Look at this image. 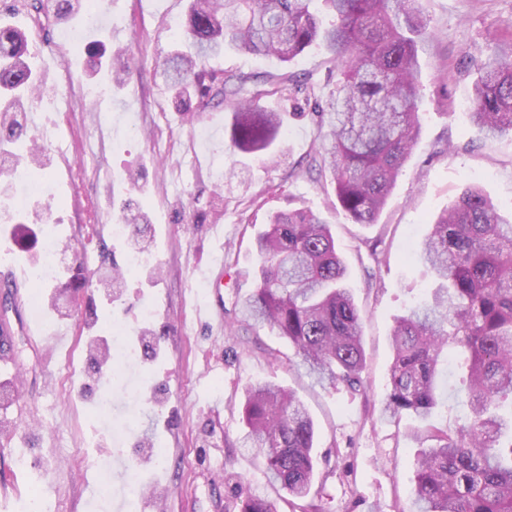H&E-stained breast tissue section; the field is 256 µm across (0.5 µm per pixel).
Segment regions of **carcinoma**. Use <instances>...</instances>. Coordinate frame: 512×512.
Masks as SVG:
<instances>
[{"mask_svg":"<svg viewBox=\"0 0 512 512\" xmlns=\"http://www.w3.org/2000/svg\"><path fill=\"white\" fill-rule=\"evenodd\" d=\"M36 2L61 24L88 7L86 0ZM184 27L189 49L171 52L159 76L179 105L231 106V142L243 153L274 149L282 122L269 101L308 100L311 90L290 72L218 73L209 60L244 50L289 64L313 46L324 49L336 86L314 108L322 143L312 147L308 172L333 188L345 218L378 223L421 132L418 43L431 30L420 0H191ZM130 54L112 57L117 83ZM29 55V35L0 26V146L27 134L17 113L40 88ZM473 62L469 122L488 136L512 135V36ZM254 250L258 280L242 302L243 321L287 340L319 385L364 390L362 311L330 223L311 209L276 212ZM416 254L436 286L395 318L383 409L391 419H418L425 429L412 438L430 442L416 458L411 512H512V218L467 186L430 224ZM445 355L448 375L464 372L462 386L448 388L464 408L452 430L427 421ZM242 418L244 447L257 449L290 512H322L310 502L320 475L315 427L296 393L253 384ZM241 512L278 509L249 493Z\"/></svg>","mask_w":512,"mask_h":512,"instance_id":"carcinoma-1","label":"carcinoma"}]
</instances>
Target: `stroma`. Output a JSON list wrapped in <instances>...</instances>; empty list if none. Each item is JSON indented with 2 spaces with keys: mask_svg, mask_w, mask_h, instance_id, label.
Here are the masks:
<instances>
[{
  "mask_svg": "<svg viewBox=\"0 0 512 512\" xmlns=\"http://www.w3.org/2000/svg\"><path fill=\"white\" fill-rule=\"evenodd\" d=\"M32 2L0 0V23L30 32L29 50L37 60L56 58L43 91L71 102L52 118H39L28 133L46 149V178L57 202L48 225L77 249L60 276L80 270L87 286L73 291L47 284L56 299L50 324L31 319L28 303L0 287V322L10 325L16 349L12 365L0 364V382L30 401L39 418L36 428H28L24 412L0 399V422L11 427L0 437V476L17 486L0 496V512H18L34 491L14 466L20 453L44 474L42 490L56 512H89L104 483L119 488L140 478L149 486L141 512H239L242 496L251 491L279 501L282 492L267 481L261 458L241 445L242 393L255 382L293 390L309 409L322 456L314 500L324 512H408L421 444L410 437L408 419L382 414L390 332L395 316L432 284L414 246L434 214L470 184L502 213L512 212V135L485 138L461 117L477 78L463 56L505 34L512 0H422L433 37L418 51L421 133L372 225L337 214L334 193L305 174L306 156L318 139L311 105L279 102L284 126L275 162L234 150L233 114L224 106L192 118L176 107L156 70L176 47L172 22L183 17L188 0H98L101 22L93 29L55 23L50 12L35 13ZM66 34L73 44L62 43ZM94 42L107 58L133 47L124 83L113 82L107 59L92 66L87 47ZM210 65L219 72L262 74L288 68L245 51L225 53ZM288 69L309 76L319 100L334 87L322 49H308ZM127 204L149 216L136 233L149 260L107 292L99 280L122 265L127 251L106 227ZM307 207L330 222L363 312L361 394L319 386L293 361L285 339L241 323V303L256 284L253 245L268 214ZM213 224L223 225V240L211 237ZM372 243L375 259L368 251ZM218 253L223 269L203 279L200 267ZM144 307L151 311L146 321L139 316ZM90 318L101 327L120 319L134 345L142 335L153 338L141 366L148 382L132 404L115 400L112 419L133 420L119 448L75 395ZM157 435L166 456L156 467L144 446ZM110 455L115 462L105 475L95 462Z\"/></svg>",
  "mask_w": 512,
  "mask_h": 512,
  "instance_id": "1",
  "label": "stroma"
}]
</instances>
